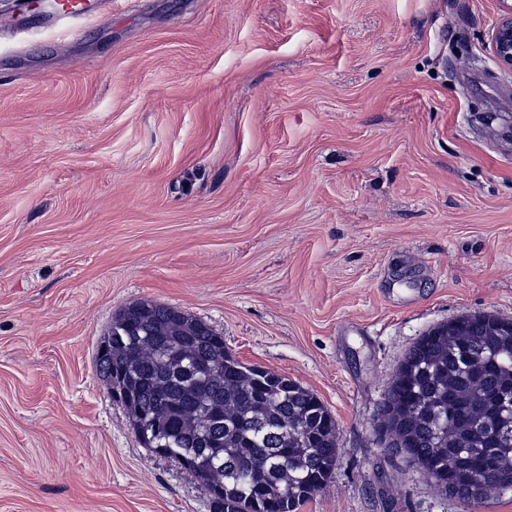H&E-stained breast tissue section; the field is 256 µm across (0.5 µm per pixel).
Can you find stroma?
Instances as JSON below:
<instances>
[{"label":"stroma","instance_id":"1","mask_svg":"<svg viewBox=\"0 0 512 512\" xmlns=\"http://www.w3.org/2000/svg\"><path fill=\"white\" fill-rule=\"evenodd\" d=\"M499 0H0V512H213L96 366L125 306L182 309L336 420L301 512L448 497L377 428L412 344L512 319V72ZM58 11L64 17L72 20L83 19L95 10L94 0H58ZM502 14L491 33V50L498 66L512 70V1L499 0Z\"/></svg>","mask_w":512,"mask_h":512}]
</instances>
